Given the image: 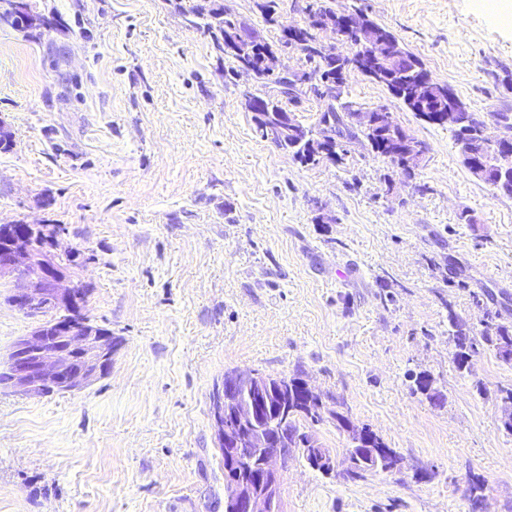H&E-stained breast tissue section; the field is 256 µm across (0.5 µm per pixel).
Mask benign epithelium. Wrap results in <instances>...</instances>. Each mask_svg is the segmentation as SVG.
Wrapping results in <instances>:
<instances>
[{"instance_id":"1","label":"benign epithelium","mask_w":512,"mask_h":512,"mask_svg":"<svg viewBox=\"0 0 512 512\" xmlns=\"http://www.w3.org/2000/svg\"><path fill=\"white\" fill-rule=\"evenodd\" d=\"M364 15L349 13L343 26L324 22L315 26L326 51L346 44L340 29L359 26ZM448 125L476 126L490 146L489 152L498 180L512 181V133L501 118L487 122L463 107L448 109ZM293 112H285L281 125L264 131L265 139L277 145L288 127L295 125ZM16 281L7 302L34 319V327L13 345L0 363V390L21 397L78 391L101 377L112 365L118 340L112 331L91 323L82 313V294L67 282L68 273L57 262L56 237L32 224H0V277ZM55 312L51 318L50 312ZM283 392L291 389L285 377L255 371L224 373L222 388L213 396V420L219 447L224 449L225 512H280L281 478L293 449L283 447L281 435L271 429L254 431L261 421L255 414L256 401H241V391L254 388L264 393L272 385ZM233 418L237 429L225 426ZM250 448L252 469L241 474V449ZM368 463L367 452L346 453L341 471L336 455L324 448L313 449L309 465L328 475L336 472L345 479Z\"/></svg>"}]
</instances>
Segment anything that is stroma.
I'll return each mask as SVG.
<instances>
[{
  "label": "stroma",
  "mask_w": 512,
  "mask_h": 512,
  "mask_svg": "<svg viewBox=\"0 0 512 512\" xmlns=\"http://www.w3.org/2000/svg\"><path fill=\"white\" fill-rule=\"evenodd\" d=\"M210 4L31 0L43 24L0 25V224L61 225L83 312L119 341L79 391L0 392V512H224L211 396L232 370L302 378L402 458L352 482L293 454L283 512H470L473 474L487 512H512V363L483 346L457 370L448 332L452 312L472 336L512 324V197L354 71L344 99L388 107L424 163L402 175L359 139L301 165L256 132L261 84L181 12ZM334 6L388 27L468 111L512 113V28L478 0ZM14 285L0 360L33 326Z\"/></svg>",
  "instance_id": "1"
}]
</instances>
